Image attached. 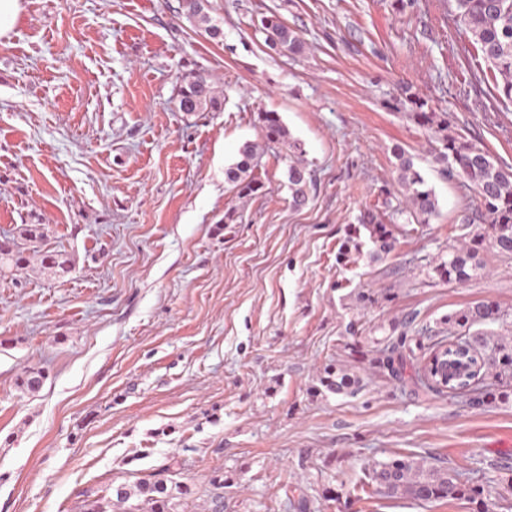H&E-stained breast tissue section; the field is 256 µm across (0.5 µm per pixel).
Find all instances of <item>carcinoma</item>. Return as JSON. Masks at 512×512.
<instances>
[{
  "mask_svg": "<svg viewBox=\"0 0 512 512\" xmlns=\"http://www.w3.org/2000/svg\"><path fill=\"white\" fill-rule=\"evenodd\" d=\"M457 18L465 32L478 45L486 62L497 71L502 83L496 85L499 102L512 103V0H455ZM206 0H181V8L188 18L204 25V31L212 38L221 30L210 24L204 8ZM261 30L269 45L298 53L303 45L297 35L276 17L261 19ZM217 106L209 79L201 74L193 76L180 90L179 108L183 112H200L204 107ZM404 108L421 128L433 134L437 145L433 147L434 160L441 171L450 177L461 179L474 193L476 207L470 208L461 218V242L448 247L446 257L439 259L433 273L442 281L463 284L481 274L484 265L480 251L496 249L512 255V169L497 163L484 147L464 139L450 130L448 113L437 112L418 94H409L399 101L395 109ZM263 136L270 143L288 145V190L294 208L301 209L309 201L311 175L303 156L301 144L292 139L279 113H259ZM394 157L402 199L395 213L408 212L423 218V222L436 215L438 199L434 189L414 166L413 158L405 150L396 148ZM256 147L247 144L240 159L225 170V180L234 185L242 197L265 192L262 181L249 177L255 167ZM366 231L371 248L363 250L361 231ZM44 237L36 224H23L18 238L32 245ZM394 225L368 211L361 215L359 224L349 228L348 237L338 252V261L356 263L362 257L370 261L385 259L395 247ZM42 261L52 273L60 276L70 271L68 259L57 252L46 251ZM27 263L24 252L0 246V271L21 269ZM501 318L498 307L491 302H479L448 314L442 323L448 331L461 336L457 345L470 356L469 370L462 375L448 377L447 388L463 389L481 372L492 375L494 383L478 395L466 400L473 406L492 407L509 400L512 396V342L482 329V325ZM426 330L419 336L408 337L402 332L394 339H363L354 337L345 344L348 358L374 370L386 371L393 378L410 380L415 387L439 390L438 367L417 364L425 357L431 345ZM45 374L28 370L19 380V386L28 392L39 390ZM362 388L360 374L345 365L331 364L318 378L313 392L324 391L336 395L354 396ZM376 490L387 496H408L414 500L429 502L438 499L478 497L477 487L463 484L459 474L452 469L436 466L427 461L416 462L394 458L372 470ZM192 494L191 487L171 479L149 482L142 480L133 486L119 485L109 497L97 502L90 512H178L182 500Z\"/></svg>",
  "mask_w": 512,
  "mask_h": 512,
  "instance_id": "carcinoma-1",
  "label": "carcinoma"
}]
</instances>
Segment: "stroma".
<instances>
[{
    "mask_svg": "<svg viewBox=\"0 0 512 512\" xmlns=\"http://www.w3.org/2000/svg\"><path fill=\"white\" fill-rule=\"evenodd\" d=\"M180 4L22 0L0 39V242L37 224L71 265L58 276L33 255L0 275V512H80L170 478L192 488L179 512H477L379 494L369 474L394 458L455 468L512 512V400L469 407L366 367L356 396L310 393L355 334L437 333L491 301L502 319L488 331L512 336V256L484 252L485 276L461 285L433 276L474 197L388 107L412 85L512 167V104L454 0L400 14L391 0H209L216 39ZM272 15L302 53L266 44ZM197 74L218 105L187 114L179 89ZM265 110L306 151L302 209L287 146L262 138ZM248 143L267 191L242 198L224 171ZM397 147L435 189L428 223L392 216ZM367 211L394 219L396 247L342 265ZM32 369L46 379L29 393ZM218 472L232 479L220 493Z\"/></svg>",
    "mask_w": 512,
    "mask_h": 512,
    "instance_id": "35a3bbf8",
    "label": "stroma"
}]
</instances>
